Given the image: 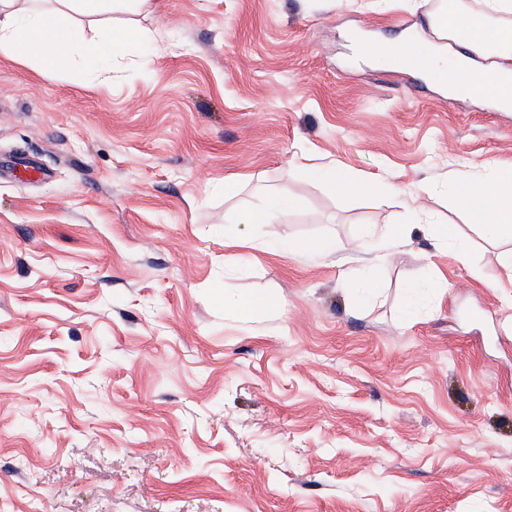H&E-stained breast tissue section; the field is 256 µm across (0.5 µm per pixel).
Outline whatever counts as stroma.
<instances>
[{"label":"stroma","instance_id":"1","mask_svg":"<svg viewBox=\"0 0 512 512\" xmlns=\"http://www.w3.org/2000/svg\"><path fill=\"white\" fill-rule=\"evenodd\" d=\"M450 7L483 0H158L108 68L0 53V512H512V239L453 194L512 166V112L391 66ZM278 192L303 209L225 244ZM417 222L472 268L417 231L371 270L366 231ZM286 236L353 251L250 247ZM305 175L312 181L347 192L366 191L371 193H390L391 187L380 182L356 181L348 171L336 166L334 162L304 165ZM443 238L454 253L455 259L472 268L471 251L467 240L457 236L450 224H448V229L444 231ZM223 288L224 310H229L241 321H248L260 314L274 313L281 308L280 299L268 291H257L245 295L236 292L226 283Z\"/></svg>","mask_w":512,"mask_h":512}]
</instances>
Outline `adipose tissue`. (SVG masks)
Returning <instances> with one entry per match:
<instances>
[{"mask_svg": "<svg viewBox=\"0 0 512 512\" xmlns=\"http://www.w3.org/2000/svg\"><path fill=\"white\" fill-rule=\"evenodd\" d=\"M132 9L151 5L152 0H59L53 8L42 6L41 0H0V51L18 63L36 62L39 75L52 76L64 58L75 48L82 47L86 58L105 65L115 52L138 37L136 30L108 22L116 4ZM100 23L97 40L85 41L74 24L75 16ZM512 16V0H484L478 13H452L449 18L434 17L432 27L462 24L477 33L480 40L494 44L500 57L512 56V26H496L497 16ZM469 85L494 96L502 107L512 106V68L493 65L471 72ZM305 175L312 181L347 192H388V185L355 180L348 171L335 163L305 166ZM456 203L471 223L492 228L512 237V167L495 166L481 179L459 176L456 181ZM224 307L239 320L280 310V299L267 291L251 294L225 288Z\"/></svg>", "mask_w": 512, "mask_h": 512, "instance_id": "obj_1", "label": "adipose tissue"}]
</instances>
